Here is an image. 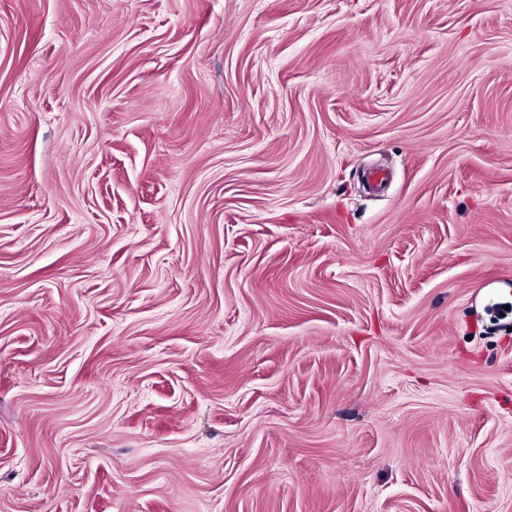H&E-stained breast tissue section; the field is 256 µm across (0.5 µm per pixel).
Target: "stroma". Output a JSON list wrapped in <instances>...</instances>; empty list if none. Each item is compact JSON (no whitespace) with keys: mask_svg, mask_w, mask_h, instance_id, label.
<instances>
[{"mask_svg":"<svg viewBox=\"0 0 512 512\" xmlns=\"http://www.w3.org/2000/svg\"><path fill=\"white\" fill-rule=\"evenodd\" d=\"M493 292L512 0H0V512H512Z\"/></svg>","mask_w":512,"mask_h":512,"instance_id":"stroma-1","label":"stroma"}]
</instances>
